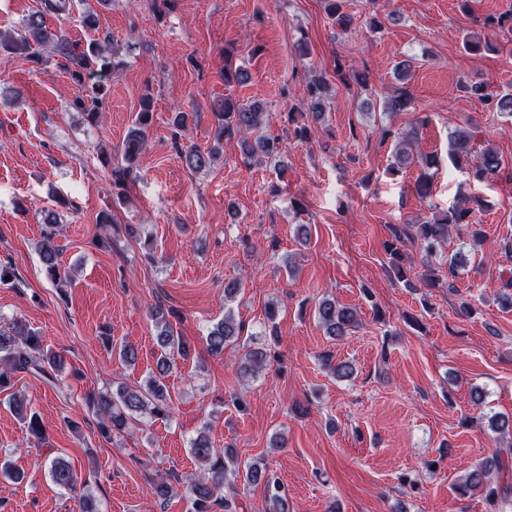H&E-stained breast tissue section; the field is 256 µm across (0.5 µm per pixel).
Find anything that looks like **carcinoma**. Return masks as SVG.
I'll use <instances>...</instances> for the list:
<instances>
[{
	"mask_svg": "<svg viewBox=\"0 0 512 512\" xmlns=\"http://www.w3.org/2000/svg\"><path fill=\"white\" fill-rule=\"evenodd\" d=\"M327 15L339 24L351 22L349 14L343 12L346 0H324ZM72 0H42L41 9L29 14L20 27L8 33H0V51L13 55L23 61H41L43 54L48 52L52 57L65 60L64 66L71 79L84 87V96L72 100L71 107L81 113L85 122L94 125L101 117V109L109 91L106 79L119 71L123 61L117 58V51L111 46L110 40L104 41L91 38L85 47L69 42L47 27L46 16L49 14H65L71 10ZM105 8L109 0L85 2L83 22L89 30L96 29L98 12L95 6ZM485 25L502 36L509 34L512 44V11L498 16L486 18ZM330 84L323 76L312 78L306 85L307 118L318 123L325 114L333 93ZM462 89L480 99L485 100L491 111L512 116V92H504L494 97L484 93L483 85L465 82ZM413 96L409 89L402 87L394 95L382 102L385 112H407L411 109ZM154 105L151 95L142 97L140 111L127 133L121 149L123 165L112 170L115 182L126 179L136 164L147 141V132L151 126ZM215 119V138L222 142L226 137H240V145L244 158L248 163L262 164L274 162L280 158L282 146L279 139L266 134L263 128L266 123L264 106L255 101L249 104L239 103L226 97L212 105ZM479 131L475 129H457L450 133L448 140V159L461 168L468 167L470 175L478 181L497 176L501 168V160L496 147L488 140L481 142L477 149ZM417 132L414 130L402 134L398 140L401 148L394 155L395 162L391 170L398 172L411 164L407 149L417 143ZM219 156L215 148L202 150L189 148L183 154L185 164L195 170L209 169ZM471 208L463 205L451 207L443 212H435L432 217L413 225V230L405 228L395 232L394 241L389 243V266L398 278L409 281L401 264L402 253L400 244L409 240L419 244L426 255H431L448 240L451 229L469 223ZM58 224L54 218H46L45 232L37 243V251L47 277L59 288H65L73 281V273L61 267L60 248L55 243ZM169 311L155 306L152 318L157 334L156 343L160 355L156 360V370L151 372L136 388L119 387L114 392L99 391L87 395L86 402L99 416L98 430L100 436L110 440L128 430L131 422L140 417L154 420H166L173 415L171 396L166 379L176 368L178 361H187L193 352L191 343L176 331L167 319ZM316 314L322 328L329 336L342 337L358 324L356 309L336 304L330 299L321 300L316 306ZM244 327L236 322L232 310H227L224 319L214 324L205 337L208 351L220 356L224 348L240 341ZM245 354L241 359L238 372L241 378H254L264 368L268 352L263 346L243 343ZM65 368L64 357L44 351L41 336L26 324L16 320L7 328H0V392L10 390L14 386L13 378L18 373H28L45 381L53 380V374ZM11 404L20 421L25 425L29 438L38 443L47 440L45 427L39 414L23 396L12 395ZM192 455L207 467L197 481L184 488L190 501L191 512H213L220 507L228 510L231 501L224 495L227 472L243 479L246 485H264L270 512H288V499L279 477L264 466L255 463L232 464L226 462L229 449L220 453L213 448L208 433L200 431L190 442ZM49 474L52 482L59 489L76 494L78 487L77 474L71 463L61 456L49 462ZM456 491L465 495L471 490L480 489L484 492L491 512H508L512 509V446L499 448L486 457L471 470L467 471L455 484Z\"/></svg>",
	"mask_w": 512,
	"mask_h": 512,
	"instance_id": "obj_1",
	"label": "carcinoma"
}]
</instances>
